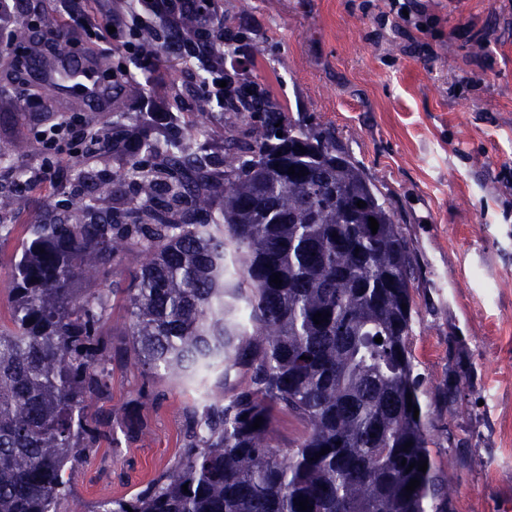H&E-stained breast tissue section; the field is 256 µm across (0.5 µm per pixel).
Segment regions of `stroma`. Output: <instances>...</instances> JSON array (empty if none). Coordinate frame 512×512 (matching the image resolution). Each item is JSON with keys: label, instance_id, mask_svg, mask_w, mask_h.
<instances>
[{"label": "stroma", "instance_id": "stroma-1", "mask_svg": "<svg viewBox=\"0 0 512 512\" xmlns=\"http://www.w3.org/2000/svg\"><path fill=\"white\" fill-rule=\"evenodd\" d=\"M219 0L239 47L233 79L252 83L284 107L292 123L334 134L374 180L416 257L411 294L417 314L411 347L431 407V454L448 478L457 512H512V0H420L433 24L404 35L386 16L388 0ZM494 30L491 65L469 36ZM149 90L180 122L201 117L184 92L186 71L204 62L174 50ZM55 113L24 106L0 90V195L14 181L13 211L0 218V323L16 254L32 217L69 210L79 159L36 181L43 155L34 136ZM467 380L456 402L449 376ZM160 405L146 406L145 434L73 464L71 512H89L109 494L127 495L174 464L187 407L217 395L212 384L164 377Z\"/></svg>", "mask_w": 512, "mask_h": 512}]
</instances>
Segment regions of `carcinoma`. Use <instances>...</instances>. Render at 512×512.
<instances>
[{
    "instance_id": "1",
    "label": "carcinoma",
    "mask_w": 512,
    "mask_h": 512,
    "mask_svg": "<svg viewBox=\"0 0 512 512\" xmlns=\"http://www.w3.org/2000/svg\"><path fill=\"white\" fill-rule=\"evenodd\" d=\"M138 8L104 4L109 18ZM156 19L183 48L223 60L221 38L200 45L190 23ZM79 38L60 32L53 56L79 52ZM29 40L17 24L5 62L6 85L26 97ZM93 63L104 89L120 81L146 101L147 82L115 71L110 55ZM216 107L265 118L230 135L222 161L192 151L212 112L166 137L107 122L93 132L108 139L112 177L80 170L88 199L67 218L32 220L13 266L11 325H0V512H63L74 496L68 465L144 433L139 399L90 412L110 398L118 357L147 377L213 376L228 393L186 410L173 470L90 512H298L305 499L307 512H456L431 455L410 343L415 258L390 203L330 135L283 123L269 97L226 87ZM114 197L123 207L102 214L97 202ZM133 250L145 261L128 287H76ZM118 293L131 324L117 348L102 322ZM317 313L329 317L316 325ZM280 411L308 428L285 455L271 444Z\"/></svg>"
}]
</instances>
